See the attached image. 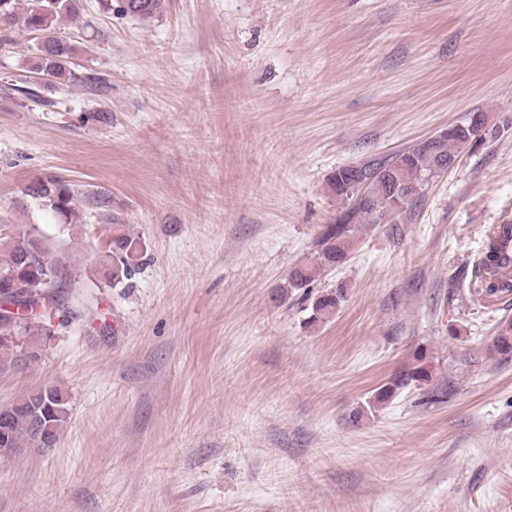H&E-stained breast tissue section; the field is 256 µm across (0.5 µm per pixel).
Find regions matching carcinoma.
<instances>
[{
	"label": "carcinoma",
	"mask_w": 512,
	"mask_h": 512,
	"mask_svg": "<svg viewBox=\"0 0 512 512\" xmlns=\"http://www.w3.org/2000/svg\"><path fill=\"white\" fill-rule=\"evenodd\" d=\"M79 0H0V24L22 21L24 26L42 34V41L31 64L32 73L47 76L63 84L70 83L74 74L69 68L78 48L55 36V25L79 14ZM164 0H102L108 12L147 19L155 16ZM486 131L482 113L473 115L467 124L448 126V130L432 145L412 146L388 159L357 165V169L338 168L328 179L330 191L350 203L335 223L325 225L317 241L313 263L299 265L291 271L287 284L280 288V297L307 290L321 272L342 265L351 246L352 224L368 220L380 223L394 217L408 202L425 193L430 179L451 166L460 150L478 143ZM26 196L55 213L66 224L79 220L77 195L72 185L57 178L31 182ZM92 205L111 226L107 257L112 263L111 281L116 288L126 284L136 274L144 254L141 238L125 231V225L112 211L111 196L100 192L92 197ZM496 241L490 242L486 259L476 272L480 293L495 297L512 288V276L502 273ZM7 280L34 294L20 304L28 317L13 319L12 312L0 305V367L24 369L35 362L38 354L37 337L47 335L53 313L64 305L65 297L79 287L67 257L54 255L44 244L36 228L19 231L0 238V281ZM344 285L322 294L312 303L311 321L330 318L345 302ZM498 354L512 353V322H504L494 341ZM71 417L68 395L55 386L41 387L19 401L0 407V421L6 425V436L0 437V447L50 448L58 439Z\"/></svg>",
	"instance_id": "obj_1"
}]
</instances>
